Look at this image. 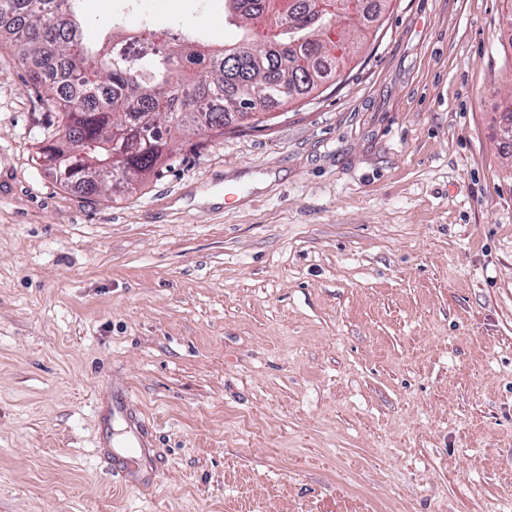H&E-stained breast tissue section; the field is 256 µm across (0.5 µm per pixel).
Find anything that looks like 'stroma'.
I'll return each mask as SVG.
<instances>
[{"instance_id": "35a3bbf8", "label": "stroma", "mask_w": 512, "mask_h": 512, "mask_svg": "<svg viewBox=\"0 0 512 512\" xmlns=\"http://www.w3.org/2000/svg\"><path fill=\"white\" fill-rule=\"evenodd\" d=\"M511 19L390 0L341 79L115 199L35 164L55 114L0 46V512H512ZM125 387L146 490L102 457Z\"/></svg>"}]
</instances>
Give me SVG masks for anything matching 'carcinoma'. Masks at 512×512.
I'll return each instance as SVG.
<instances>
[{"label":"carcinoma","instance_id":"cac0c4a2","mask_svg":"<svg viewBox=\"0 0 512 512\" xmlns=\"http://www.w3.org/2000/svg\"><path fill=\"white\" fill-rule=\"evenodd\" d=\"M81 0H0V38L26 68V83L57 112L38 159L59 183L86 196L115 193L171 154L173 129L221 136L227 115L294 103L343 69L367 38L362 18L379 16L374 0L351 18L352 0H221L224 22L239 24L243 54L227 57L202 38H174L169 48L130 60L112 55L133 42L107 21L101 41L83 37ZM123 130L112 138V126Z\"/></svg>","mask_w":512,"mask_h":512}]
</instances>
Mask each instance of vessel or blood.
I'll list each match as a JSON object with an SVG mask.
<instances>
[{"label":"vessel or blood","mask_w":512,"mask_h":512,"mask_svg":"<svg viewBox=\"0 0 512 512\" xmlns=\"http://www.w3.org/2000/svg\"><path fill=\"white\" fill-rule=\"evenodd\" d=\"M124 410L129 425L130 438L125 449L119 453L105 452L104 460L114 476L134 486L142 485L137 474L142 457L151 453L155 446L153 427L145 421L136 409L132 395H125Z\"/></svg>","instance_id":"1"}]
</instances>
